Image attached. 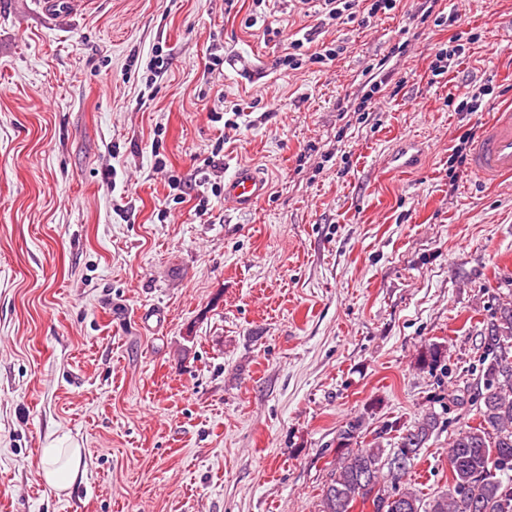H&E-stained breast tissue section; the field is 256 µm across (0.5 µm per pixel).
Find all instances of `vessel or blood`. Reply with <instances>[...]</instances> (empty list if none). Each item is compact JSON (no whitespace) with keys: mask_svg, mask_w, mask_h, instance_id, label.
<instances>
[{"mask_svg":"<svg viewBox=\"0 0 512 512\" xmlns=\"http://www.w3.org/2000/svg\"><path fill=\"white\" fill-rule=\"evenodd\" d=\"M419 149L414 141H403L390 156L393 168H415ZM470 170L483 181L501 184L512 178V104L498 106L485 129L477 136L470 155ZM268 184L249 166L237 168L224 179L226 207L249 211L266 196Z\"/></svg>","mask_w":512,"mask_h":512,"instance_id":"1","label":"vessel or blood"}]
</instances>
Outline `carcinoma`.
Here are the masks:
<instances>
[{
	"instance_id": "1",
	"label": "carcinoma",
	"mask_w": 512,
	"mask_h": 512,
	"mask_svg": "<svg viewBox=\"0 0 512 512\" xmlns=\"http://www.w3.org/2000/svg\"><path fill=\"white\" fill-rule=\"evenodd\" d=\"M479 359L484 391L480 422L453 439L449 451L452 480L448 492L423 501L413 490L399 487L438 425L428 413L390 449L378 445L352 448L360 429L357 420L341 430L330 479L322 488L321 512H351L354 502H371L373 512H512V301L495 310L481 337ZM419 362L445 370L443 350L429 345Z\"/></svg>"
}]
</instances>
